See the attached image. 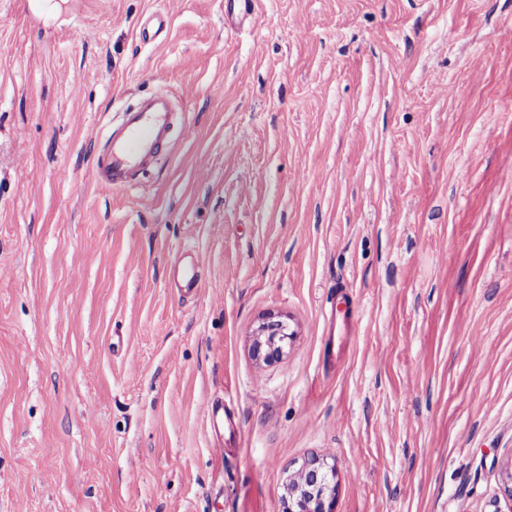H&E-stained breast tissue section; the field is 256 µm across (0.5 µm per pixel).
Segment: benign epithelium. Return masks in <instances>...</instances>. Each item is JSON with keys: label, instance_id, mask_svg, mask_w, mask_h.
<instances>
[{"label": "benign epithelium", "instance_id": "1", "mask_svg": "<svg viewBox=\"0 0 512 512\" xmlns=\"http://www.w3.org/2000/svg\"><path fill=\"white\" fill-rule=\"evenodd\" d=\"M288 325L280 316L268 315L257 327L252 342L253 357L270 363L283 357L289 339ZM336 467L313 456L288 477L284 512H334Z\"/></svg>", "mask_w": 512, "mask_h": 512}]
</instances>
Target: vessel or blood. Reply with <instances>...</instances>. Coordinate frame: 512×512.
<instances>
[{"label":"vessel or blood","mask_w":512,"mask_h":512,"mask_svg":"<svg viewBox=\"0 0 512 512\" xmlns=\"http://www.w3.org/2000/svg\"><path fill=\"white\" fill-rule=\"evenodd\" d=\"M172 112L166 100L151 98L127 109L120 130L110 132L107 147L94 160L101 193L133 184L169 144Z\"/></svg>","instance_id":"vessel-or-blood-1"}]
</instances>
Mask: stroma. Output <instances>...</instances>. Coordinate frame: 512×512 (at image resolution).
Wrapping results in <instances>:
<instances>
[{"label": "stroma", "mask_w": 512, "mask_h": 512, "mask_svg": "<svg viewBox=\"0 0 512 512\" xmlns=\"http://www.w3.org/2000/svg\"><path fill=\"white\" fill-rule=\"evenodd\" d=\"M43 3L0 0V512H283L314 455L335 512H512V0ZM172 112L166 100L151 98L124 113L120 131H110L107 147L94 160L96 184L103 194L131 185L168 146ZM293 333L288 332V325L281 316L268 315L257 327L252 342L253 357L264 363H270L283 357L285 340Z\"/></svg>", "instance_id": "35a3bbf8"}]
</instances>
